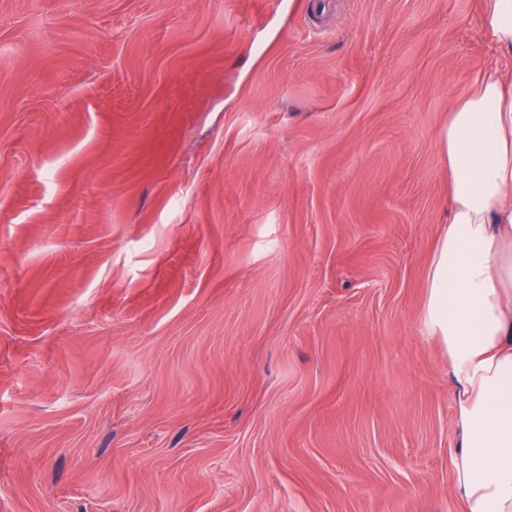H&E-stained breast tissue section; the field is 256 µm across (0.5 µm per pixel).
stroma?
<instances>
[{"mask_svg": "<svg viewBox=\"0 0 512 512\" xmlns=\"http://www.w3.org/2000/svg\"><path fill=\"white\" fill-rule=\"evenodd\" d=\"M482 0H0V512H462L418 317Z\"/></svg>", "mask_w": 512, "mask_h": 512, "instance_id": "obj_1", "label": "stroma"}]
</instances>
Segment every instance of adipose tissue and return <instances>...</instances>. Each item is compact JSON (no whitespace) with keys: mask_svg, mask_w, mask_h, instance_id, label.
<instances>
[{"mask_svg":"<svg viewBox=\"0 0 512 512\" xmlns=\"http://www.w3.org/2000/svg\"><path fill=\"white\" fill-rule=\"evenodd\" d=\"M512 57V0H483ZM450 215L426 269L423 335L448 356L463 512H512V80L483 70L441 132Z\"/></svg>","mask_w":512,"mask_h":512,"instance_id":"ef3b65f1","label":"adipose tissue"}]
</instances>
